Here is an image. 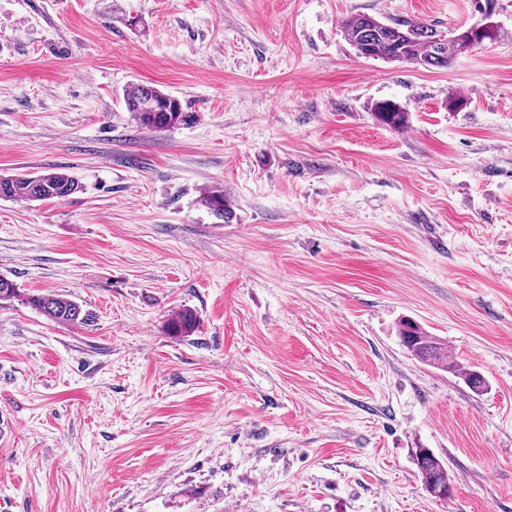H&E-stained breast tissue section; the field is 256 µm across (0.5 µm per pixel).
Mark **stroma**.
Instances as JSON below:
<instances>
[{
	"mask_svg": "<svg viewBox=\"0 0 512 512\" xmlns=\"http://www.w3.org/2000/svg\"><path fill=\"white\" fill-rule=\"evenodd\" d=\"M484 4L0 0V176L82 186L0 199V275L89 315L0 301V512H512V0L431 72L341 32ZM133 83L194 122L142 128ZM405 317L487 390L411 357ZM375 110L379 119L387 126L400 128L406 122V112H403L396 103L388 101L379 102ZM79 190V183L65 172H46L39 175L18 174L0 176V199L36 202L60 200ZM198 202L224 223H230L235 218L232 202L224 195V191L204 190L200 193ZM417 467L422 475L426 491L439 499L449 498L452 485L444 463L427 448H420L415 454ZM444 494L443 496L434 495Z\"/></svg>",
	"mask_w": 512,
	"mask_h": 512,
	"instance_id": "1",
	"label": "stroma"
}]
</instances>
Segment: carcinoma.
<instances>
[{
    "label": "carcinoma",
    "mask_w": 512,
    "mask_h": 512,
    "mask_svg": "<svg viewBox=\"0 0 512 512\" xmlns=\"http://www.w3.org/2000/svg\"><path fill=\"white\" fill-rule=\"evenodd\" d=\"M342 32L357 56L405 62L426 70L451 65L455 57L474 46L475 35L463 28H454L446 34L431 25L413 21L385 23L370 15H355L344 21ZM126 110L146 129L174 130L187 125L194 113L184 110L181 101L160 89L133 83L124 91ZM375 110L387 126L400 128L406 122V113L393 102H379ZM79 190V183L65 172H46L39 175L18 174L0 176V199L36 202L60 200ZM199 204L216 218L229 223L235 218L231 200L220 190H205L199 195ZM22 299L59 323L85 320L82 309L74 301L56 294H22L16 284L0 276V300ZM196 318L189 310L174 315L167 323L172 336H186L195 327ZM399 336L403 347L414 358L437 369L456 373L475 391H482L487 381L476 370L466 369L448 354L445 343L431 336L419 324L406 319L400 323ZM417 467L425 489L430 494L441 493L448 498L452 485L444 463L427 448L417 450Z\"/></svg>",
    "instance_id": "obj_1"
}]
</instances>
